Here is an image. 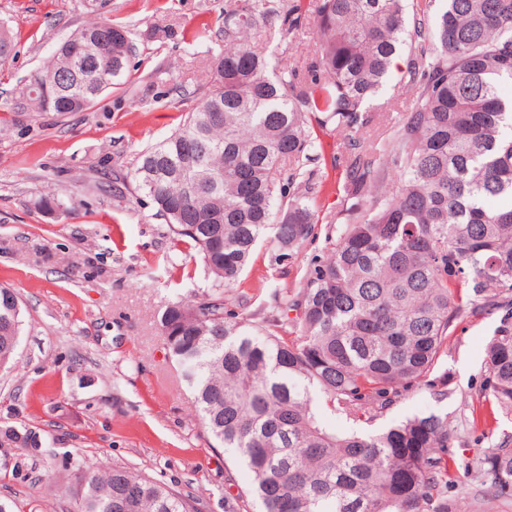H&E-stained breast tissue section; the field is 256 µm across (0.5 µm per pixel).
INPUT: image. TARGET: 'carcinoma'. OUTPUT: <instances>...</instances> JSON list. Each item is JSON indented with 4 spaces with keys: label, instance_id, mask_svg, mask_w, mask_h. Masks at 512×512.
<instances>
[{
    "label": "carcinoma",
    "instance_id": "cac0c4a2",
    "mask_svg": "<svg viewBox=\"0 0 512 512\" xmlns=\"http://www.w3.org/2000/svg\"><path fill=\"white\" fill-rule=\"evenodd\" d=\"M414 34L403 84L416 102L391 135L351 138L348 224L304 280L274 293L261 322L226 294L258 244L271 261L300 248L315 224L304 162L310 122L349 132L370 122ZM223 25L193 39L219 44L210 87L168 137L142 150L129 179L195 253L210 281L161 325L202 426L250 471L224 512H451L448 415L408 417L378 433L339 432L322 406L369 416L414 386L448 397L433 377L449 330L468 309L512 297V0H225ZM313 25L314 62L300 76L254 35ZM112 35L107 50L90 40ZM136 46L130 25L94 20L74 31L18 91V112H84L123 84ZM16 56L0 24V67ZM15 292L0 287V368L23 331ZM477 397L512 413V312L486 348ZM50 434L0 428V448L39 454ZM477 473L493 497L512 496V442L483 449ZM77 512H198L194 498L125 466L83 467Z\"/></svg>",
    "mask_w": 512,
    "mask_h": 512
}]
</instances>
